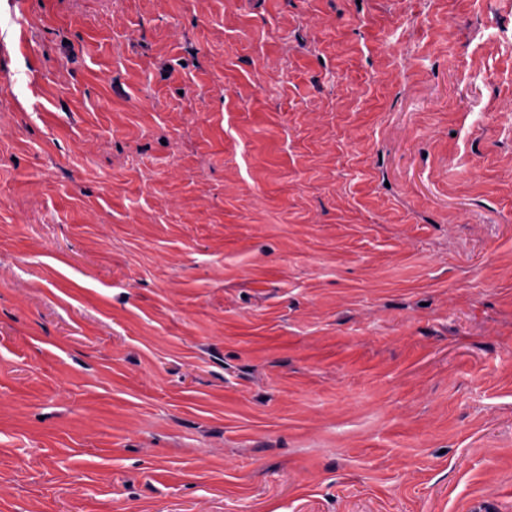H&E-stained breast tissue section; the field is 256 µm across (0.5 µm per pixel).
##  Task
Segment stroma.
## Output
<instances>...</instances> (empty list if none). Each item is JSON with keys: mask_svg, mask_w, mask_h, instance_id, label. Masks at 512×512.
<instances>
[{"mask_svg": "<svg viewBox=\"0 0 512 512\" xmlns=\"http://www.w3.org/2000/svg\"><path fill=\"white\" fill-rule=\"evenodd\" d=\"M0 512H512V0H0Z\"/></svg>", "mask_w": 512, "mask_h": 512, "instance_id": "1", "label": "stroma"}]
</instances>
